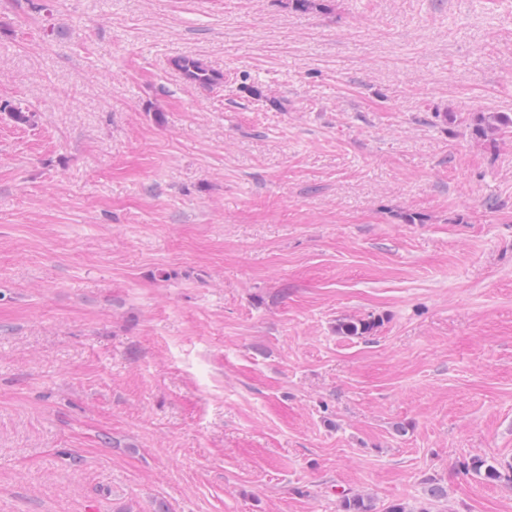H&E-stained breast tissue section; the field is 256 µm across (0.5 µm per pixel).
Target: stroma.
<instances>
[{
    "instance_id": "obj_1",
    "label": "stroma",
    "mask_w": 512,
    "mask_h": 512,
    "mask_svg": "<svg viewBox=\"0 0 512 512\" xmlns=\"http://www.w3.org/2000/svg\"><path fill=\"white\" fill-rule=\"evenodd\" d=\"M48 2L0 0V512H512L461 467L512 462V135L463 123L512 0ZM175 66L195 85L212 87L220 83L222 75L206 66L200 59L182 57L175 61Z\"/></svg>"
}]
</instances>
